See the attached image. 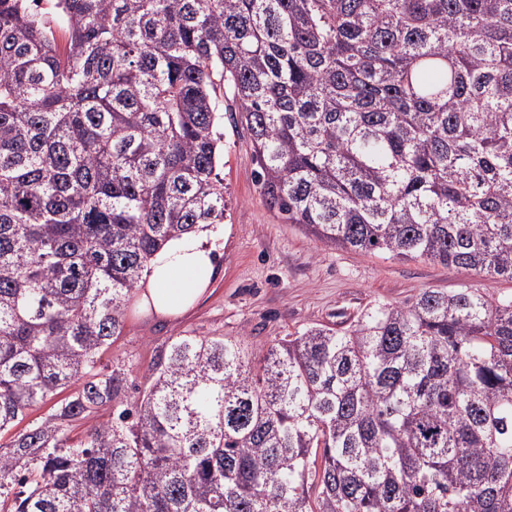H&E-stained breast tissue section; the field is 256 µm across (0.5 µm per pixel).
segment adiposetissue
<instances>
[{
    "label": "adipose tissue",
    "mask_w": 512,
    "mask_h": 512,
    "mask_svg": "<svg viewBox=\"0 0 512 512\" xmlns=\"http://www.w3.org/2000/svg\"><path fill=\"white\" fill-rule=\"evenodd\" d=\"M215 256L204 234L190 233L169 241L151 263L138 307L162 316H176L191 308L205 293Z\"/></svg>",
    "instance_id": "1"
}]
</instances>
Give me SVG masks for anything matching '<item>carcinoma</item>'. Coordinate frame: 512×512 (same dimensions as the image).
<instances>
[{
    "label": "carcinoma",
    "instance_id": "1",
    "mask_svg": "<svg viewBox=\"0 0 512 512\" xmlns=\"http://www.w3.org/2000/svg\"><path fill=\"white\" fill-rule=\"evenodd\" d=\"M58 2L0 0V512H512V298L101 362L226 112L288 223L512 279V0Z\"/></svg>",
    "mask_w": 512,
    "mask_h": 512
}]
</instances>
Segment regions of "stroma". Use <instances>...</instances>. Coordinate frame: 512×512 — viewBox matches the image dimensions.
Returning <instances> with one entry per match:
<instances>
[{"label": "stroma", "mask_w": 512, "mask_h": 512, "mask_svg": "<svg viewBox=\"0 0 512 512\" xmlns=\"http://www.w3.org/2000/svg\"><path fill=\"white\" fill-rule=\"evenodd\" d=\"M219 131L218 171L228 211L210 240L218 256L215 275L201 301L182 315L160 317L128 306L123 334L102 361L132 359L135 385H144L153 350L189 330L263 345L315 323L347 328L372 305H403L426 290L468 286L512 297L508 278L483 279L461 267L341 250L305 235L260 195L246 130L228 116Z\"/></svg>", "instance_id": "1"}]
</instances>
